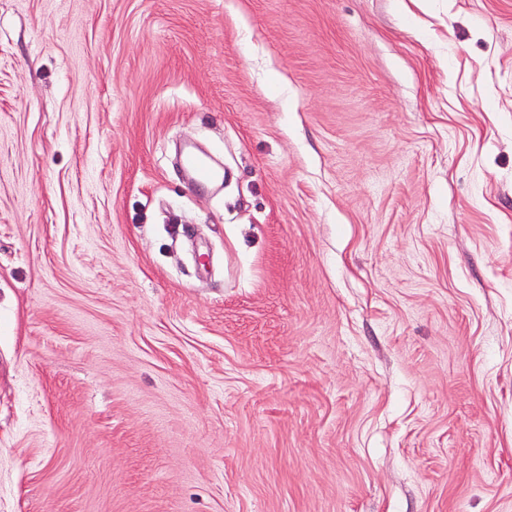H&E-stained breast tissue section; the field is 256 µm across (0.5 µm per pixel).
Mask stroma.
Returning <instances> with one entry per match:
<instances>
[{
  "instance_id": "stroma-1",
  "label": "stroma",
  "mask_w": 512,
  "mask_h": 512,
  "mask_svg": "<svg viewBox=\"0 0 512 512\" xmlns=\"http://www.w3.org/2000/svg\"><path fill=\"white\" fill-rule=\"evenodd\" d=\"M0 512H512V0H0ZM184 166L192 173L196 184L208 185L218 183L221 180L223 186L222 166L213 159L210 161L196 153H188L184 157Z\"/></svg>"
}]
</instances>
